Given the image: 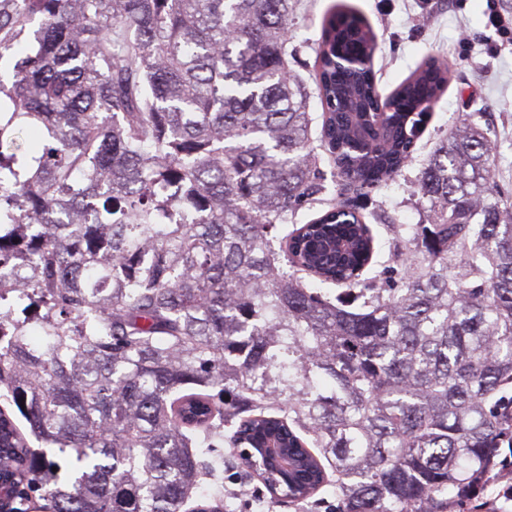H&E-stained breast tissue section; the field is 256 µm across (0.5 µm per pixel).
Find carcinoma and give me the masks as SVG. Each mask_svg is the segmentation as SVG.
<instances>
[{"instance_id": "obj_1", "label": "carcinoma", "mask_w": 512, "mask_h": 512, "mask_svg": "<svg viewBox=\"0 0 512 512\" xmlns=\"http://www.w3.org/2000/svg\"><path fill=\"white\" fill-rule=\"evenodd\" d=\"M293 0H0V388L22 448L14 512H181L273 435L297 512H461L512 467V198L464 118L417 179L426 223L375 236L357 199L409 163L448 70L384 111L363 17L288 69ZM354 196L322 199L313 142ZM325 206L274 246L271 230ZM342 288L330 296L312 281ZM509 457L501 458L503 445Z\"/></svg>"}]
</instances>
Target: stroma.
Listing matches in <instances>:
<instances>
[{
  "label": "stroma",
  "mask_w": 512,
  "mask_h": 512,
  "mask_svg": "<svg viewBox=\"0 0 512 512\" xmlns=\"http://www.w3.org/2000/svg\"><path fill=\"white\" fill-rule=\"evenodd\" d=\"M341 0H298L288 20V37L297 46L293 68L306 83L314 81L316 49L322 39V18ZM369 23L378 44L372 66L381 94H389L427 58L448 67V88L436 103L416 145L412 161L393 180L372 190L368 209L382 218L374 225L375 258L393 262L386 225L398 224L403 237L412 236L423 221L425 200L416 182L441 140L466 115L487 128L495 146L492 181L512 194V49L488 56L482 41L494 37L485 26L489 5L512 14V0H342Z\"/></svg>",
  "instance_id": "1"
}]
</instances>
